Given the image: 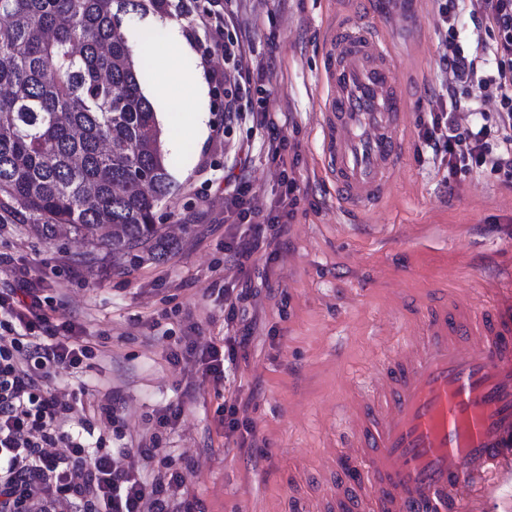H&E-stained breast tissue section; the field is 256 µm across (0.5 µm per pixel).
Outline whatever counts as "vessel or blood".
<instances>
[{
  "label": "vessel or blood",
  "mask_w": 512,
  "mask_h": 512,
  "mask_svg": "<svg viewBox=\"0 0 512 512\" xmlns=\"http://www.w3.org/2000/svg\"><path fill=\"white\" fill-rule=\"evenodd\" d=\"M324 80V166L347 212L382 203L404 150L405 94L376 22H337ZM331 512H467L512 484V284L430 303L348 413Z\"/></svg>",
  "instance_id": "b4317fda"
}]
</instances>
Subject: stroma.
I'll return each instance as SVG.
<instances>
[{
    "mask_svg": "<svg viewBox=\"0 0 512 512\" xmlns=\"http://www.w3.org/2000/svg\"><path fill=\"white\" fill-rule=\"evenodd\" d=\"M211 2L183 0L182 9L170 6L162 14L132 12L122 26L144 91L159 81L160 65L144 60L139 36L167 18L181 30L195 28L186 64L205 75L203 93L185 101L204 115L203 141L174 147L169 122L161 124L173 181L155 207V221L168 235L164 259L144 251L116 264L80 240L43 236L24 210L4 207L0 254L8 261L0 265V289L32 279L45 296L62 301L60 320L78 324L82 338L97 347L83 378L88 400H112L128 435L145 433L160 406L182 405L172 441L194 461L187 486L204 512H289L295 498L317 512L330 494L325 463L336 454L345 408L398 341L421 329L429 295L479 298L486 279L512 267V189L482 175L447 184L416 156L417 117L446 92L439 60L448 47L433 0L404 6L394 0H238L242 65L270 64L268 108L290 113L283 135L298 147L297 211L277 239L276 259L267 261L258 250L247 275H239L224 257V241L247 227L224 221L227 173L243 175L263 205L286 187L262 148L265 131L226 120L230 87L213 76L224 69V58L205 56L216 35L199 23ZM345 15L386 24L409 113L387 203L356 217L344 212L321 167L328 93L322 73L329 32ZM458 33L464 50L479 56V77H487L494 32L466 14ZM243 144L251 147L244 165L233 153ZM228 288L251 291L230 327L224 323ZM190 320L205 343L252 331L234 388L257 444L268 452L261 463L247 450L225 448L218 411L223 390L210 382L187 390L180 367L168 360ZM83 379L61 370L55 382L70 388Z\"/></svg>",
    "mask_w": 512,
    "mask_h": 512,
    "instance_id": "1",
    "label": "stroma"
}]
</instances>
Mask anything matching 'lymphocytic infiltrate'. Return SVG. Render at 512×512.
<instances>
[{
  "instance_id": "1",
  "label": "lymphocytic infiltrate",
  "mask_w": 512,
  "mask_h": 512,
  "mask_svg": "<svg viewBox=\"0 0 512 512\" xmlns=\"http://www.w3.org/2000/svg\"><path fill=\"white\" fill-rule=\"evenodd\" d=\"M498 39L492 54L495 73L478 118L459 110L458 85L471 81L475 62L456 42L457 11L438 6L448 52L442 65L450 94L436 110L418 117V138L432 153L435 167L456 180L475 174L496 176L512 188V0H467ZM229 119L252 122L267 132L268 159L285 163L286 140L279 114L253 99L250 85L225 107ZM224 209L252 237L225 243L224 253L237 268L261 246L275 242L270 231L282 227L279 205L263 207L245 179L224 198ZM54 305L36 282L0 289V512H202L186 490L185 454L168 448L181 416V404L156 411L153 425L136 444L125 443V424L114 404L87 407L86 388L64 391L53 383L57 369H80L93 357L90 344L76 342L75 326L53 313ZM195 326L169 354L184 373L214 385L228 383L250 330L198 348Z\"/></svg>"
}]
</instances>
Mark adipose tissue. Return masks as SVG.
<instances>
[{
    "mask_svg": "<svg viewBox=\"0 0 512 512\" xmlns=\"http://www.w3.org/2000/svg\"><path fill=\"white\" fill-rule=\"evenodd\" d=\"M141 52L145 58L161 60L164 67L163 79L155 85L154 92L159 97L165 111L179 113V135L202 134L204 125L200 113H186L183 97L171 94L170 83H178L193 94L203 91V77L200 70L182 68L181 61L191 53L189 44L180 36L171 23L149 25L140 37Z\"/></svg>",
    "mask_w": 512,
    "mask_h": 512,
    "instance_id": "ef3b65f1",
    "label": "adipose tissue"
}]
</instances>
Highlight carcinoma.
<instances>
[{
  "label": "carcinoma",
  "instance_id": "obj_1",
  "mask_svg": "<svg viewBox=\"0 0 512 512\" xmlns=\"http://www.w3.org/2000/svg\"><path fill=\"white\" fill-rule=\"evenodd\" d=\"M163 0H0V207L121 260L166 252L171 182L156 112L120 32Z\"/></svg>",
  "mask_w": 512,
  "mask_h": 512
}]
</instances>
